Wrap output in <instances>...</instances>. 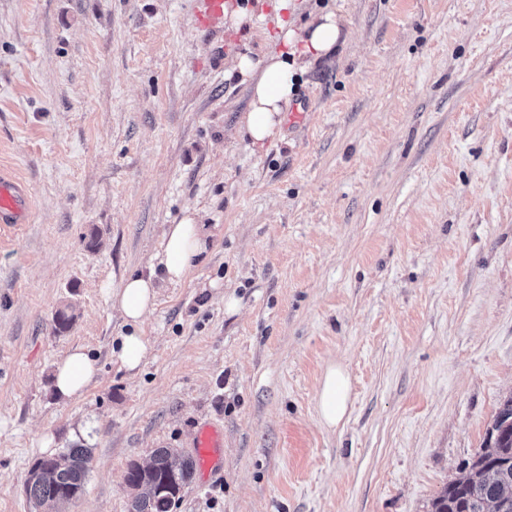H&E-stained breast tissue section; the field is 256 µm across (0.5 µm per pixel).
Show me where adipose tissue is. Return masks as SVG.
<instances>
[{
    "label": "adipose tissue",
    "mask_w": 512,
    "mask_h": 512,
    "mask_svg": "<svg viewBox=\"0 0 512 512\" xmlns=\"http://www.w3.org/2000/svg\"><path fill=\"white\" fill-rule=\"evenodd\" d=\"M281 12L277 39L280 49L259 58L240 55L232 69L249 79V102L238 119L237 132L256 148L281 135L283 114L297 91V83L315 62L334 56L344 44L342 19L331 8H324L304 25H296L293 0H275ZM207 248L206 235L193 213L168 225L159 251L153 256L150 275H129L120 287L107 291V297L128 331L117 337L112 358L121 370L137 373L144 363L150 344L141 332L146 317L156 305L160 283L179 284L197 267ZM100 367L97 359L81 346L71 348L58 360L53 372L56 392L71 401L82 400L95 383ZM350 399L347 372L339 364L329 365L322 377L318 407L320 423L333 430L344 420Z\"/></svg>",
    "instance_id": "obj_1"
}]
</instances>
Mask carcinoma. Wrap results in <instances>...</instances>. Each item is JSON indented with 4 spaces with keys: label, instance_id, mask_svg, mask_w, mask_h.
I'll return each instance as SVG.
<instances>
[{
    "label": "carcinoma",
    "instance_id": "1",
    "mask_svg": "<svg viewBox=\"0 0 512 512\" xmlns=\"http://www.w3.org/2000/svg\"><path fill=\"white\" fill-rule=\"evenodd\" d=\"M90 451L68 448L38 459L29 471L26 492L41 512L61 509L81 498L89 471ZM192 457L157 448L148 466H130L126 483L135 494L128 512H170L191 480ZM432 512H512V396L498 408L483 447L432 502Z\"/></svg>",
    "mask_w": 512,
    "mask_h": 512
}]
</instances>
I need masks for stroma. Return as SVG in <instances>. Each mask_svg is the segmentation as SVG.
Here are the masks:
<instances>
[{
    "instance_id": "obj_1",
    "label": "stroma",
    "mask_w": 512,
    "mask_h": 512,
    "mask_svg": "<svg viewBox=\"0 0 512 512\" xmlns=\"http://www.w3.org/2000/svg\"><path fill=\"white\" fill-rule=\"evenodd\" d=\"M297 5L335 7L345 49L301 76L303 124L256 149L224 72L272 50L267 2L209 31L196 0H0V173L32 200L0 232V512H33L31 465L76 447L65 512H127L130 465L206 422L224 475L194 473L171 512H430L512 396V0ZM188 208L208 251L162 286L133 378L104 289ZM75 346L103 368L78 402L52 388ZM332 363L351 399L329 431ZM350 399V382L347 372L339 364H330L322 377L318 407L320 423L328 430L344 420Z\"/></svg>"
}]
</instances>
